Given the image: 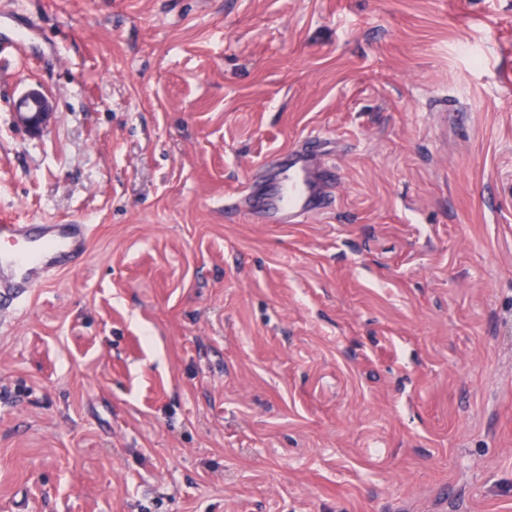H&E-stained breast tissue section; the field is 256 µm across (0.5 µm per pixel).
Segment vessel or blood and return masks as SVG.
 I'll return each mask as SVG.
<instances>
[{
    "instance_id": "vessel-or-blood-1",
    "label": "vessel or blood",
    "mask_w": 512,
    "mask_h": 512,
    "mask_svg": "<svg viewBox=\"0 0 512 512\" xmlns=\"http://www.w3.org/2000/svg\"><path fill=\"white\" fill-rule=\"evenodd\" d=\"M281 184L263 193V205L279 221L293 224L318 209L327 181L304 149L289 153ZM92 227L88 224H0V307L10 308L56 273L82 260Z\"/></svg>"
}]
</instances>
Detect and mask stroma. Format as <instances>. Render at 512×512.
Returning a JSON list of instances; mask_svg holds the SVG:
<instances>
[{"mask_svg":"<svg viewBox=\"0 0 512 512\" xmlns=\"http://www.w3.org/2000/svg\"><path fill=\"white\" fill-rule=\"evenodd\" d=\"M0 512H512V0H16ZM53 106L30 136L15 112ZM320 137L333 203L228 212ZM53 112L48 98L39 90L29 91L19 102L15 112L17 124L33 136L40 135L47 127ZM91 234L88 224H0L1 311L82 260Z\"/></svg>","mask_w":512,"mask_h":512,"instance_id":"stroma-1","label":"stroma"}]
</instances>
